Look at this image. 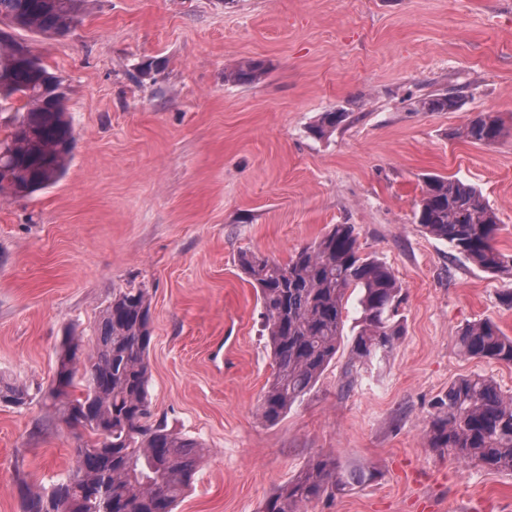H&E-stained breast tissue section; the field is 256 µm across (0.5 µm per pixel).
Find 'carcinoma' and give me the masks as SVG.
Masks as SVG:
<instances>
[{"label": "carcinoma", "mask_w": 512, "mask_h": 512, "mask_svg": "<svg viewBox=\"0 0 512 512\" xmlns=\"http://www.w3.org/2000/svg\"><path fill=\"white\" fill-rule=\"evenodd\" d=\"M81 0H0V22L41 34L62 36L79 21ZM28 48L0 31V108L22 102L9 132L0 140V197H22L54 185L64 175L75 141L66 95L47 84L62 78L39 57L20 59L12 47ZM263 66L249 61L227 78L238 84L260 79ZM453 93L430 95L422 109L456 107ZM344 112H326L313 128L322 137L344 122ZM504 134L500 119L485 113L470 120L462 136L489 144ZM414 217L432 236L448 242L492 275L512 276V256L496 246V213L472 185L429 175ZM240 267L256 290L274 365L259 416L278 421L311 391L335 359L343 336L348 290L358 291L360 329L351 343L345 371L369 370L395 347L403 326L405 293L391 270L361 252L352 224H333L319 238L293 252L285 263L243 254ZM150 295L125 288L112 296L93 327L91 349L84 337L62 336L56 370L42 399L66 423L85 427L75 466L50 487L26 489L23 512H174L192 482L203 448L168 428L149 397ZM469 358L512 364V337L485 319L459 335ZM80 394H75V391ZM33 396L24 384L0 382V404L21 408ZM428 446L452 459L491 471H512V396L483 376L461 378L433 404ZM375 477L371 470L343 473L332 457L310 460L270 496L262 512H301L302 505L333 499L355 483Z\"/></svg>", "instance_id": "cac0c4a2"}]
</instances>
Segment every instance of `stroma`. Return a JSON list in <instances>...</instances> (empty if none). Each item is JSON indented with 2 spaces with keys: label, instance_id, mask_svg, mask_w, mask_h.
<instances>
[{
  "label": "stroma",
  "instance_id": "obj_1",
  "mask_svg": "<svg viewBox=\"0 0 512 512\" xmlns=\"http://www.w3.org/2000/svg\"><path fill=\"white\" fill-rule=\"evenodd\" d=\"M13 37L64 80L75 129L68 169L0 198V379L34 392L0 405V512L20 484L47 487L85 439L46 408L66 326L91 331L114 292L151 297L149 394L207 453L175 512H261L314 457L375 479L303 512H512V473L428 448L437 397L481 374L512 395V365L460 354L469 323L512 337V279L466 261L414 218L426 176L475 186L512 255V0H84L61 38ZM265 66L249 85L224 79ZM456 92L454 109L419 106ZM348 119L312 134L321 115ZM493 113L506 135L465 140ZM334 224L355 225L407 301L387 360L342 380L359 330L277 423L258 415L273 366L239 258L284 262Z\"/></svg>",
  "mask_w": 512,
  "mask_h": 512
}]
</instances>
